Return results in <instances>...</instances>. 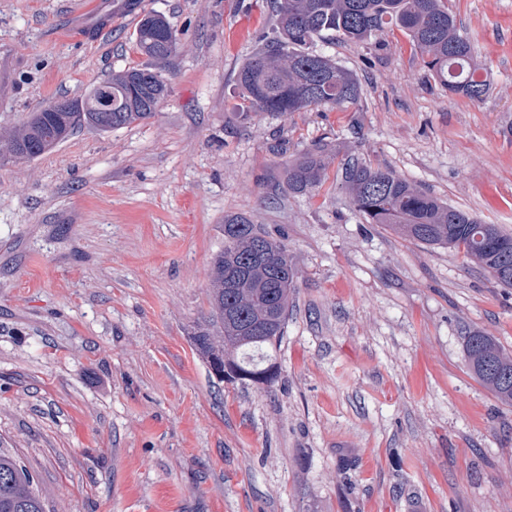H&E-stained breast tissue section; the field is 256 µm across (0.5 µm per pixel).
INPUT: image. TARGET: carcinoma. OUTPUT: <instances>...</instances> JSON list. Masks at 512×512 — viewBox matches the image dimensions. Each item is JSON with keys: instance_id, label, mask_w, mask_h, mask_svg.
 Listing matches in <instances>:
<instances>
[{"instance_id": "cac0c4a2", "label": "carcinoma", "mask_w": 512, "mask_h": 512, "mask_svg": "<svg viewBox=\"0 0 512 512\" xmlns=\"http://www.w3.org/2000/svg\"><path fill=\"white\" fill-rule=\"evenodd\" d=\"M280 36H261L263 47L238 74L244 99L254 112L283 114L310 107L348 109L361 90L351 72L310 51L325 35L367 41L389 26L403 31L425 65L448 90L475 87L479 101L486 82L479 76L471 41L459 31L445 0H274ZM173 28L162 15L146 13L135 43L160 64L176 52L167 43ZM167 93L161 72L131 68L112 75L84 98L57 101L33 113L11 144L12 156L34 159L86 125L108 132L152 117ZM325 146L306 152L288 169V190L310 192L321 183ZM346 188L355 208L370 224L427 246L463 251L467 262L486 271L495 283L512 288V233L486 225L389 169L356 162L346 169ZM210 316L196 333L219 381L272 387L278 378L276 351L284 335L294 290V270L283 245L245 216L224 218V250L210 273ZM470 372L503 405L512 407V354L490 336L472 331L464 337ZM0 512H46L33 477L13 457L0 452Z\"/></svg>"}]
</instances>
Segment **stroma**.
Wrapping results in <instances>:
<instances>
[{
    "instance_id": "stroma-1",
    "label": "stroma",
    "mask_w": 512,
    "mask_h": 512,
    "mask_svg": "<svg viewBox=\"0 0 512 512\" xmlns=\"http://www.w3.org/2000/svg\"><path fill=\"white\" fill-rule=\"evenodd\" d=\"M117 2L0 0V449L47 512H512V407L463 353L472 331L512 352V288L366 223L345 187L359 160L512 233V0H447L483 100L393 27L312 46L358 79L356 107L284 114L237 82L271 0ZM145 12L178 37L155 115L10 157L32 112L150 66ZM319 142L322 184L290 192ZM233 214L295 272L270 388L219 381L194 343Z\"/></svg>"
}]
</instances>
